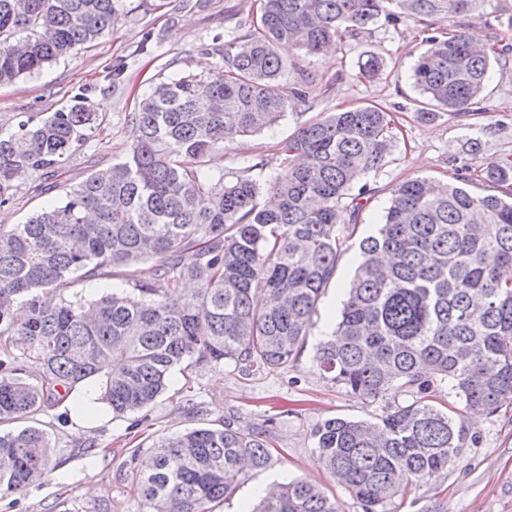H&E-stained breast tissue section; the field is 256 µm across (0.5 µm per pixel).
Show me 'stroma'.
Listing matches in <instances>:
<instances>
[{
  "instance_id": "obj_1",
  "label": "stroma",
  "mask_w": 512,
  "mask_h": 512,
  "mask_svg": "<svg viewBox=\"0 0 512 512\" xmlns=\"http://www.w3.org/2000/svg\"><path fill=\"white\" fill-rule=\"evenodd\" d=\"M178 0H123L124 9L112 30L78 54L45 66L39 73L0 86V136L16 131L21 120H42L70 108L78 89H89L87 106L95 122L81 144L51 176L24 170L15 176L10 199L0 206V225L24 223L32 214L56 205L66 191L93 170L124 159L133 139L126 115L137 97L161 75L205 73L215 56L206 52L212 43L233 38L240 25L249 24L255 0H193L178 9ZM478 35L484 45L510 46L506 64L493 68L486 96L478 110L454 115L438 111L433 119L416 114L420 97L412 68L427 48L421 22L406 20L396 25L371 26L362 36L349 40L345 57H309L293 47L281 48L288 66L282 87L301 88L306 102L287 113L276 125L226 146L211 155L207 168L212 176L234 180L244 167H252L261 186L285 169L280 147L307 120L364 103L386 108L392 118L394 147L382 166L366 183L357 226L339 256L336 275L321 298L309 327L304 348L286 369L243 379L232 364L198 365L194 374V399L199 413H188L183 404V376L173 370L166 390L146 410V421L136 415L104 418L74 432L57 419V408L37 416L36 427L55 441L63 463L39 486L21 497L18 506L0 501V512H142L127 490L123 463L133 449L149 453L165 437L198 427H222L224 422L267 430L275 446L274 463L268 469L246 471L235 492L217 512H242L254 505L256 487L305 480L336 496L344 512H361L325 470L313 446L310 431L329 417L376 420L382 402L353 397L323 379L313 364L319 344L332 335L346 298V286L360 262L361 239L375 234L389 205L393 189L402 182L425 177L435 182H454L468 177V190L476 196L494 193L485 178L487 170L512 159V29L473 17L446 21L437 33L457 25ZM156 43L140 54L136 48L146 32ZM375 54L384 60V73L370 81L355 67L358 59ZM127 62L120 88H112L108 68L116 60ZM480 148L470 151V141ZM157 285L156 261L141 259L130 266L115 267L91 282L69 285L65 294L79 291L90 300L123 286L125 277ZM480 442L466 450L436 482L421 486L419 500L399 512H512V406L494 416L479 417L473 427ZM106 451L105 457L89 459L83 449L89 443Z\"/></svg>"
}]
</instances>
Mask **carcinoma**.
<instances>
[{
  "label": "carcinoma",
  "instance_id": "obj_1",
  "mask_svg": "<svg viewBox=\"0 0 512 512\" xmlns=\"http://www.w3.org/2000/svg\"><path fill=\"white\" fill-rule=\"evenodd\" d=\"M120 2L0 0V85L99 39ZM258 2L246 29L213 44L211 73L162 77L141 96L128 114L135 131L124 161L92 172L26 223L0 225V425L61 404L91 376L112 416L123 417L149 407L177 366L188 390L190 368L202 362H230L249 378L295 361L336 274L339 226L361 208L360 182L382 165L393 138L389 113L365 103L285 142L271 203L249 176L213 180L205 169L212 152L303 102L300 90L290 98L280 87L287 66L278 47L342 54L347 39L381 19L431 28L469 15L512 29V0ZM426 42L413 70L426 99L420 118L479 103L506 50H477L462 29ZM383 71L376 55L359 63L366 79ZM74 98L69 109L0 136V205L16 173L54 172L84 140L94 118L87 93ZM486 180L501 194L425 178L398 185L377 234L360 243L334 334L316 349L323 378L384 402L375 422L334 417L311 430L327 471L362 512H390L478 444L463 414L491 417L512 405V161ZM146 257L158 262L164 287L136 283L95 300L60 293ZM185 280L196 288L182 296ZM259 290L261 308L253 303ZM443 384L452 400L439 403ZM56 456L40 428L0 432V501L16 505L63 464ZM139 458L137 448L124 466L145 512H216L244 467L265 469L273 455L264 431L228 421L161 439L146 469ZM249 512H343V503L294 480Z\"/></svg>",
  "mask_w": 512,
  "mask_h": 512
}]
</instances>
